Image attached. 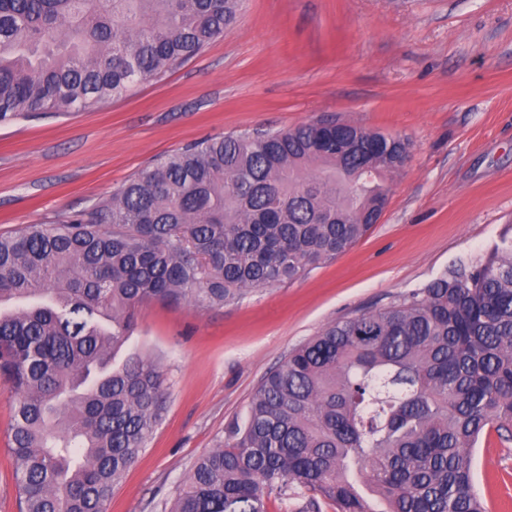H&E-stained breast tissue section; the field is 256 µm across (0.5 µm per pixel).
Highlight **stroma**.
Returning <instances> with one entry per match:
<instances>
[{"label":"stroma","instance_id":"1","mask_svg":"<svg viewBox=\"0 0 512 512\" xmlns=\"http://www.w3.org/2000/svg\"><path fill=\"white\" fill-rule=\"evenodd\" d=\"M336 119L412 143L379 223L298 280L223 307L150 301L121 356L157 361L160 423L108 512H165L263 377L329 324L386 306L512 232V0H244L178 70L90 112L0 124V233L90 211L208 137ZM0 384V512H19ZM489 512H512V440L471 451Z\"/></svg>","mask_w":512,"mask_h":512}]
</instances>
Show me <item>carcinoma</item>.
Returning <instances> with one entry per match:
<instances>
[{"label":"carcinoma","mask_w":512,"mask_h":512,"mask_svg":"<svg viewBox=\"0 0 512 512\" xmlns=\"http://www.w3.org/2000/svg\"><path fill=\"white\" fill-rule=\"evenodd\" d=\"M241 0H0V123L93 110L161 78ZM410 141L317 120L207 138L90 212L0 235V377L20 512H107L167 381L116 351L147 301L222 306L373 226ZM512 437V238L292 349L170 512H486L471 448Z\"/></svg>","instance_id":"1"}]
</instances>
